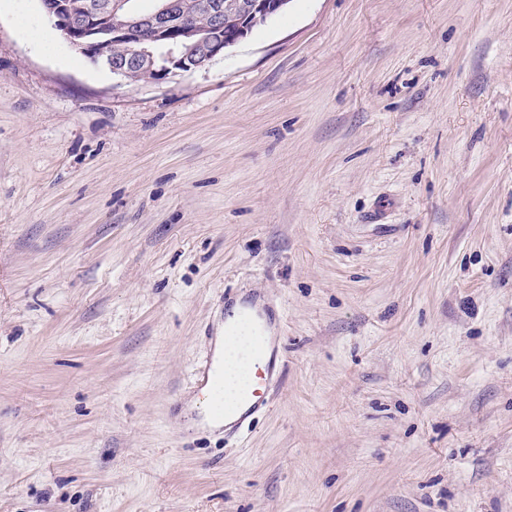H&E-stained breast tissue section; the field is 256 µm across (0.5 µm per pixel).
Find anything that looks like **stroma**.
<instances>
[{"instance_id": "obj_1", "label": "stroma", "mask_w": 512, "mask_h": 512, "mask_svg": "<svg viewBox=\"0 0 512 512\" xmlns=\"http://www.w3.org/2000/svg\"><path fill=\"white\" fill-rule=\"evenodd\" d=\"M0 512H512V0H290L160 83L0 0ZM268 353L270 354L268 358ZM278 351L273 346L272 340L262 331L256 334L254 348L251 352L253 360L247 388L242 393V400L250 403V408L234 419H227L226 423H232L230 428H235L239 422L246 419L252 412L269 405V381L275 366ZM229 428V429H230ZM213 360L214 357H211L208 359L201 370L200 373V385L203 388H207L209 383L215 384V394L217 393L220 395V397L216 398V404L213 407V412L215 415L224 417L226 413L229 411V407L224 408V395H223V388H224V382L222 378V373L218 372L215 367H213Z\"/></svg>"}]
</instances>
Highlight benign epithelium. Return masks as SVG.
<instances>
[{
	"mask_svg": "<svg viewBox=\"0 0 512 512\" xmlns=\"http://www.w3.org/2000/svg\"><path fill=\"white\" fill-rule=\"evenodd\" d=\"M69 45L88 61L122 78L160 82L205 67L246 37L252 26L279 13L287 0H208L202 19L170 28L175 0H155L152 12H132L128 0H40Z\"/></svg>",
	"mask_w": 512,
	"mask_h": 512,
	"instance_id": "1",
	"label": "benign epithelium"
}]
</instances>
